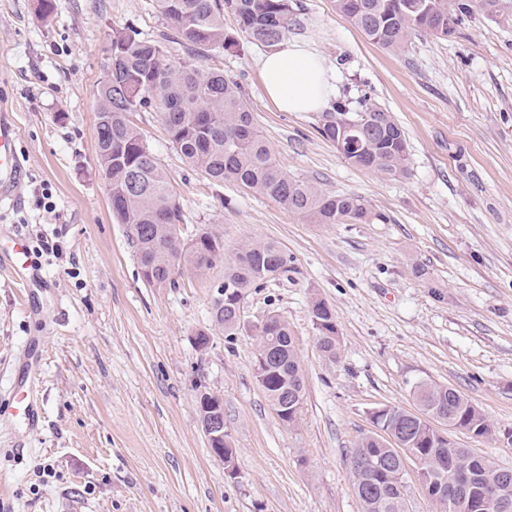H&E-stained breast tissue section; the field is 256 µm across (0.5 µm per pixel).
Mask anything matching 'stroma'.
Returning <instances> with one entry per match:
<instances>
[{
  "label": "stroma",
  "mask_w": 512,
  "mask_h": 512,
  "mask_svg": "<svg viewBox=\"0 0 512 512\" xmlns=\"http://www.w3.org/2000/svg\"><path fill=\"white\" fill-rule=\"evenodd\" d=\"M288 39L336 72L335 101L367 100L407 139L410 173L350 165L315 112L266 98L246 40L201 65L241 87L288 172L360 196L383 221L310 224L242 187L193 171L159 109L130 113L183 209L181 237L212 229L224 258L279 242L288 271L249 290L242 316L288 324L305 399L282 423L254 377L255 341L215 328L223 266L146 284L96 163L97 91L113 32L161 39L157 0H0V115L15 123L24 180L0 236L28 244V275L0 263V512H362L348 457L373 408L414 410L416 383L449 385L492 425L459 446L512 469V19L479 15L448 37L392 54L336 14L294 0ZM50 188L54 212L36 198ZM332 308L336 361L316 347L310 306ZM206 332L209 343L196 338ZM25 387L29 425L10 401ZM224 399L239 474L229 478L199 424L197 398Z\"/></svg>",
  "instance_id": "stroma-1"
}]
</instances>
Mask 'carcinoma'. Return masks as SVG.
<instances>
[{
    "mask_svg": "<svg viewBox=\"0 0 512 512\" xmlns=\"http://www.w3.org/2000/svg\"><path fill=\"white\" fill-rule=\"evenodd\" d=\"M173 39L187 53L202 58L211 45L226 47L235 38L224 31V12H231L239 32L249 42L279 45L296 22L292 0H158ZM336 13L372 43L403 53L412 39L425 33L448 36V19L455 25L482 13L512 15V0H333ZM112 50L117 63L112 88L100 86L96 104L95 151L99 171L110 180L112 216L126 226L139 266L155 277L169 279V257H182L184 268L205 274L224 262V239L215 231L195 236L196 245L180 239L183 212L166 173L128 114L160 106L163 123L176 152L212 181L232 182L272 200L312 224H369L383 219L358 196L327 192L294 177L276 157L273 144L254 124L241 89L200 63L168 62L164 41L140 39L116 31ZM319 134L345 145L351 165L396 179L408 174L409 154L403 129L389 112L362 105L352 112L345 103L321 115ZM288 271V254L275 241L248 244L225 265L224 300L213 302L214 324L231 336L241 329L234 299L250 288H262ZM316 343L323 356H338L339 333L333 310L322 300L311 306ZM256 341L254 374L264 376L261 389L278 418L291 425L304 399V380L288 323L279 318L244 329ZM420 413L382 406L370 412L374 426L400 434L413 449L430 479L448 478L454 462L469 466L474 487L448 481L431 496L439 512H468L467 500L482 488L496 498L489 512H512V495L499 499L498 467L448 441L435 431L428 416L437 413L443 425L463 428L476 437L491 433L487 418L458 390L422 382L414 387ZM348 466L355 490L361 492L362 512H406L404 470L393 449L378 441L376 432L362 436L350 453Z\"/></svg>",
    "mask_w": 512,
    "mask_h": 512,
    "instance_id": "cac0c4a2",
    "label": "carcinoma"
}]
</instances>
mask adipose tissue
I'll return each mask as SVG.
<instances>
[{
    "mask_svg": "<svg viewBox=\"0 0 512 512\" xmlns=\"http://www.w3.org/2000/svg\"><path fill=\"white\" fill-rule=\"evenodd\" d=\"M267 99L282 112H319L335 93L325 59L297 41H285L258 60Z\"/></svg>",
    "mask_w": 512,
    "mask_h": 512,
    "instance_id": "obj_1",
    "label": "adipose tissue"
}]
</instances>
